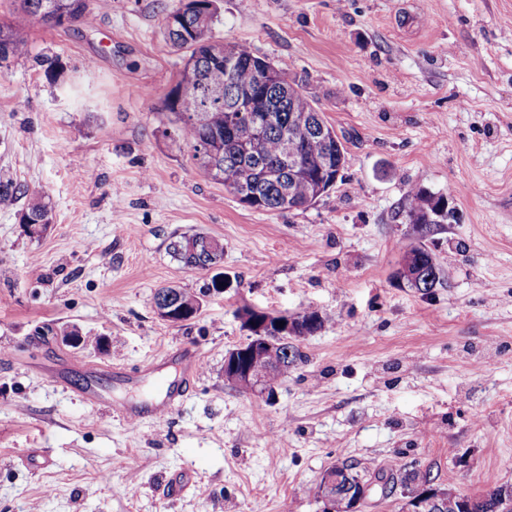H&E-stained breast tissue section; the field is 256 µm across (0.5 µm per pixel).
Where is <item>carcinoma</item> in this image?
Segmentation results:
<instances>
[{
	"mask_svg": "<svg viewBox=\"0 0 512 512\" xmlns=\"http://www.w3.org/2000/svg\"><path fill=\"white\" fill-rule=\"evenodd\" d=\"M200 0H186V3L170 13L166 19L167 36L173 46L190 50L180 76L187 85L186 95L181 97L170 91L165 99L168 125L173 132L167 136L185 143L192 150V160L198 174L206 180L217 181L232 192L245 182L251 197L240 202L258 210H286L298 208L308 201L312 192L310 181L304 177H293L285 189L264 178V168L282 167L279 144L282 137L293 128L294 118L314 109L312 101L302 92L295 81L288 78L284 69L255 55L246 46L234 45V52L243 64L236 67L224 66L205 49L201 42L207 38L216 15H207L200 9ZM91 12L90 0H19L12 24L0 26V62L27 53L26 42L19 36L18 29L33 19L55 18V24L62 25L86 17ZM269 68L278 85L291 90L289 100L276 109V121L270 125L260 159H245L240 154L238 142L252 137V128L247 115L242 112H229L226 106L235 95L260 87L264 79V69ZM222 95H214V91ZM206 144L215 155L216 162L209 157H198L199 146ZM305 161L311 168H317L324 160H330L322 181L329 184L336 180V174L343 168L345 154L339 140L325 141L312 136L300 145ZM27 190L10 181L0 180V204L9 206ZM444 203V196L434 195L424 190L414 192L409 199L407 215L413 222L429 229L436 223L437 209ZM22 224L37 225L35 234H41L50 224V207L43 195L29 196L22 214ZM208 242V260L215 265L224 254V244L204 233L183 235L170 243L172 254L184 266L191 265V258L177 248V244L190 241ZM418 272L422 281H430L429 288L441 284V268L433 250L420 242L415 247L402 252L397 278L406 281L404 270ZM301 359L298 347L290 340L265 352V355L252 360L251 367L265 373L270 385H275L297 366ZM403 486H415L422 493L420 512H501L503 499H512V485H498L486 489L478 495L468 496L461 502L459 497H447V502L439 505L429 502L432 498L433 479L430 472L411 470L404 473ZM369 480L353 470L342 477L331 493L357 502L364 497Z\"/></svg>",
	"mask_w": 512,
	"mask_h": 512,
	"instance_id": "cac0c4a2",
	"label": "carcinoma"
}]
</instances>
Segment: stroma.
<instances>
[{
    "instance_id": "35a3bbf8",
    "label": "stroma",
    "mask_w": 512,
    "mask_h": 512,
    "mask_svg": "<svg viewBox=\"0 0 512 512\" xmlns=\"http://www.w3.org/2000/svg\"><path fill=\"white\" fill-rule=\"evenodd\" d=\"M180 5L35 20L27 55L0 65V179L52 208L32 236L24 200L0 207V512H321L342 463L465 495L512 484V0H218L211 37L285 66L346 149L335 186L284 211L202 179L164 136L189 55L165 37ZM418 187L456 210L428 235L406 213ZM197 232L223 242L225 288L171 255ZM420 239L443 268L428 294L394 278ZM167 286L200 297L195 319L158 317ZM245 307L330 317L268 400L224 379ZM63 328L106 345H63ZM183 344L201 373L164 421L84 401L89 381L151 399L150 378L122 373ZM178 476L187 490L166 496Z\"/></svg>"
}]
</instances>
